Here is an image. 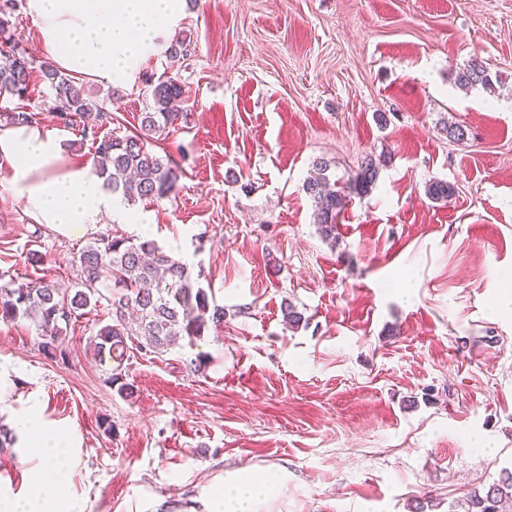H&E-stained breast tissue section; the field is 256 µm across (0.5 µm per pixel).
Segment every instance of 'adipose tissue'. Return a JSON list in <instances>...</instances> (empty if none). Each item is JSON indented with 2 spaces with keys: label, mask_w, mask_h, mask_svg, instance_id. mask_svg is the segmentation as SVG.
Returning a JSON list of instances; mask_svg holds the SVG:
<instances>
[{
  "label": "adipose tissue",
  "mask_w": 512,
  "mask_h": 512,
  "mask_svg": "<svg viewBox=\"0 0 512 512\" xmlns=\"http://www.w3.org/2000/svg\"><path fill=\"white\" fill-rule=\"evenodd\" d=\"M26 9L39 25L41 51L54 65L107 86H126L182 22L185 0H26ZM0 158L9 164V191L36 223L64 234L75 224L129 217L90 165L68 160L60 137L41 123L1 126ZM15 417L41 466L25 501L0 498V512H81L75 500L57 497L67 486L70 438L42 421L34 397H26ZM269 489L261 476L210 487L200 499L202 512H253Z\"/></svg>",
  "instance_id": "adipose-tissue-1"
}]
</instances>
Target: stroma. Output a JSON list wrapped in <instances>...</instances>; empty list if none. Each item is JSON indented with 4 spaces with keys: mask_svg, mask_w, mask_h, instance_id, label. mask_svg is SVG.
Masks as SVG:
<instances>
[{
    "mask_svg": "<svg viewBox=\"0 0 512 512\" xmlns=\"http://www.w3.org/2000/svg\"><path fill=\"white\" fill-rule=\"evenodd\" d=\"M176 62L134 84L85 79L114 134L138 131L146 80L180 72L181 116L151 151L180 171L175 195L69 235L35 223L0 187V274L67 287L100 235L155 241L187 262L226 316L194 347L133 351L121 396L92 358L111 323L71 321L65 357L28 320L0 319V366L75 442L71 496L85 512H187L204 487L255 475L257 512H448L512 468V0H187ZM493 90L456 87L471 61ZM28 106L93 161L91 140ZM463 125L460 143L444 127ZM380 159L322 238L303 183ZM435 180L452 197L428 198ZM39 262H31V255ZM308 324L291 330L285 303ZM202 358L194 367V358ZM28 449L0 450V497L23 496Z\"/></svg>",
    "mask_w": 512,
    "mask_h": 512,
    "instance_id": "35a3bbf8",
    "label": "stroma"
}]
</instances>
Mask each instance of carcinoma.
<instances>
[{
	"mask_svg": "<svg viewBox=\"0 0 512 512\" xmlns=\"http://www.w3.org/2000/svg\"><path fill=\"white\" fill-rule=\"evenodd\" d=\"M13 10L14 0H0V96L21 99L32 79L39 78L52 90L48 111L63 124L78 126L83 135L92 136L94 172L105 188L129 203L175 194L178 166L156 156L148 144L179 119L174 106L185 97L179 73L147 85L153 106L142 113L138 132L101 135L99 131L111 123V113L91 99L76 78L51 63L38 64L18 49L12 31ZM455 81L462 89L478 85L493 89L491 74L475 61L459 69ZM329 170L327 160L313 161L304 190L314 204L319 232L334 241L337 219L350 196L367 195L376 184L379 161L371 154L364 156L357 172L343 184L331 179ZM426 194L434 201H446L453 189L445 181L434 180ZM76 268V281L69 288L42 281L24 283L1 274L0 318L33 322L43 332L44 348L62 356L65 326L78 311L98 306L103 299L97 284L111 282L115 292L106 302L112 307V322L97 330L93 350L100 363L111 367L113 384L122 379L124 363L133 350L130 343L135 339L145 338L149 352L162 354L183 341L192 348L209 325L224 323V307L209 298L185 263L152 240L101 235L82 248ZM283 318L292 330L307 323L291 302L285 304ZM449 512H512V471L503 473L483 492L456 502Z\"/></svg>",
	"mask_w": 512,
	"mask_h": 512,
	"instance_id": "1",
	"label": "carcinoma"
}]
</instances>
